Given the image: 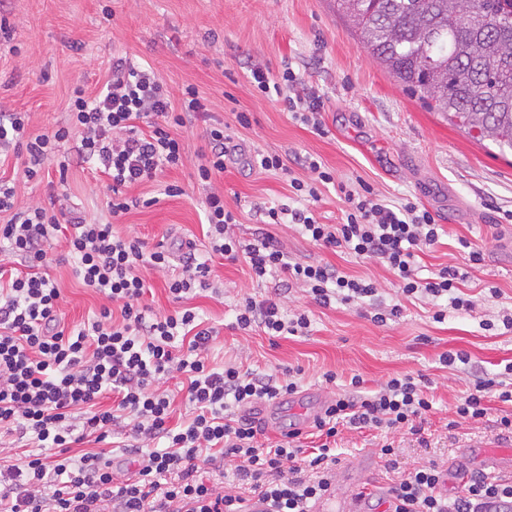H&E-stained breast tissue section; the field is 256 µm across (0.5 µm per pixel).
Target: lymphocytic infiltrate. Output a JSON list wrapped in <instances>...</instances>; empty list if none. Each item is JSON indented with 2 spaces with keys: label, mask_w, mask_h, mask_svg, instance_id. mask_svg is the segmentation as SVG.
Segmentation results:
<instances>
[{
  "label": "lymphocytic infiltrate",
  "mask_w": 512,
  "mask_h": 512,
  "mask_svg": "<svg viewBox=\"0 0 512 512\" xmlns=\"http://www.w3.org/2000/svg\"><path fill=\"white\" fill-rule=\"evenodd\" d=\"M248 80L320 130L324 100L306 90L301 74L288 68L276 75L256 65ZM68 112V123L53 134L30 136L23 113L1 108L0 153L22 157L29 182L41 180L51 161L62 175L74 161L96 165L111 181L109 207L115 216L139 204L123 196L122 188L183 166L184 147L174 131L189 119L208 124L206 147L198 154L200 181L222 173L236 150L224 123H211L195 88L186 87L181 105H174L151 69L123 59L113 61L97 96L75 89ZM67 141L73 144L71 159L57 160L59 143ZM339 191L347 207L337 224L319 222L308 207L285 204L264 215L272 224L291 220L319 247H343L385 263L404 297L448 301V308L434 312L435 321H444L451 309L471 310V301L457 293V268L447 266L427 278L416 271L417 249L437 244L443 232L426 209L411 201L391 208L366 185L353 190L343 184ZM14 198V185L0 181V214L9 215L0 225V431L26 440L28 447L20 463L0 465V512H247L253 501L266 504L267 512H312L335 476L342 426L422 433L433 400L415 377L389 378L369 394L356 374L314 418L311 435L319 443L312 450H305L298 429L276 443H261L262 429L231 409L294 394L298 383L291 371L278 376L235 365L219 372L209 368L214 334L196 311L158 316L141 302L146 288L141 264L166 268L168 251H147L144 241L117 234L112 224L74 215L68 196H58L53 213L39 205L15 211ZM205 216L212 253L245 260L256 280L276 281V294L245 299L236 316L238 329L273 337L305 335L307 314H290L280 305L279 291L291 288L323 307L336 301L359 306L377 324L403 312L402 304L381 301L374 282L329 264L290 262L266 230H259L254 242L241 243L228 233L236 218L223 193L207 195ZM59 232L82 284L109 305L118 303L119 314L108 305L83 327L65 325L45 249ZM194 248L187 243L182 271L167 283L174 299L210 288V268ZM174 372L186 376V399L194 408L192 420L182 425L172 423L170 399L157 389ZM108 395L114 400L109 408L102 403ZM117 432L123 437L120 455L100 450V443ZM88 441L94 450L73 455L75 446ZM228 457L252 497L199 477L200 462L218 466ZM443 482L436 463L415 468L390 488L387 512H483L491 503L499 512H512L511 479L469 471L451 496L442 493Z\"/></svg>",
  "instance_id": "lymphocytic-infiltrate-1"
}]
</instances>
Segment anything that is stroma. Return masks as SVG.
Returning a JSON list of instances; mask_svg holds the SVG:
<instances>
[{
    "mask_svg": "<svg viewBox=\"0 0 512 512\" xmlns=\"http://www.w3.org/2000/svg\"><path fill=\"white\" fill-rule=\"evenodd\" d=\"M0 14L11 28L9 39L0 38V105L27 113L33 133L50 134L65 124L73 88L83 86L87 96H96L117 58L150 65L173 97L195 86L212 117L228 125L240 149L211 186H202L196 176L197 154L205 146V125L197 120L177 131L185 146L183 166L157 182L129 188L142 204L116 218L109 215L111 193L103 176L89 165H72L64 178L51 165L41 181L28 182L21 159L10 155L0 159V179L16 182L19 210L49 205L53 196L64 194L79 214L111 220L115 232L139 237L148 248L194 240L198 258L211 267L213 290L174 300L167 283L181 273L180 262L163 270L147 265L141 269L142 302L161 316L196 308L216 333L208 352L215 370L228 363L269 374L301 368L297 393L263 424L270 441L307 427L306 408L329 399L335 385L353 375L372 390L408 373L423 375L433 398L423 436L346 429L337 438L339 463L357 467L360 484L384 493L415 467L433 461L446 470L443 491L452 494L465 469L482 466L480 459H467L466 449L512 451V435L496 427L504 408L497 398H490L483 421L448 425L471 371L500 376L512 362V331L501 323L512 312V155L480 144L412 97L369 56L337 15L336 0H0ZM253 63L276 74L286 66L302 74L306 87L325 101L322 133L295 119L283 103L253 92L245 76ZM239 112L248 113L249 127L237 123ZM258 153L280 155L290 173L258 168L252 161ZM302 157L317 160L336 179L319 189L314 210L321 223L340 222L345 203L336 185L344 182L367 184L391 204L419 203L442 224L439 243L420 254V277L445 266L467 268L459 239L482 247L484 262L467 268L459 284L462 296L474 304L472 311L452 310L444 322H435L432 302L401 298L385 264L343 248H319L298 227L277 224L270 231L290 261L328 263L372 281L386 303L402 304L403 313L381 326L345 305L319 306L295 288L282 306L308 314L306 335L283 338L237 329L235 317L245 298H265L272 284L252 280L245 263L210 254L205 195L211 187L223 191L237 216L231 234L251 240L260 226L259 209L299 207L289 180L311 179L310 170L298 163ZM168 183L181 186L182 195H164ZM48 253L55 259L50 275L61 292L62 317L69 326H82L107 301L82 285L73 260L64 255L63 236L49 241ZM487 321L493 329H484ZM447 350L466 352L468 364L443 367L439 356ZM328 371L336 373L335 384L325 383ZM386 442L397 452L392 471L385 470L379 455Z\"/></svg>",
    "mask_w": 512,
    "mask_h": 512,
    "instance_id": "1",
    "label": "stroma"
}]
</instances>
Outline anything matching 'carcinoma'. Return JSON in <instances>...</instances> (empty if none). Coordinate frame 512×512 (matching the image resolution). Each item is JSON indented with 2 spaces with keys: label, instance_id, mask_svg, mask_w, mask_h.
<instances>
[{
  "label": "carcinoma",
  "instance_id": "carcinoma-1",
  "mask_svg": "<svg viewBox=\"0 0 512 512\" xmlns=\"http://www.w3.org/2000/svg\"><path fill=\"white\" fill-rule=\"evenodd\" d=\"M370 56L429 109L512 152V0H336Z\"/></svg>",
  "mask_w": 512,
  "mask_h": 512
}]
</instances>
